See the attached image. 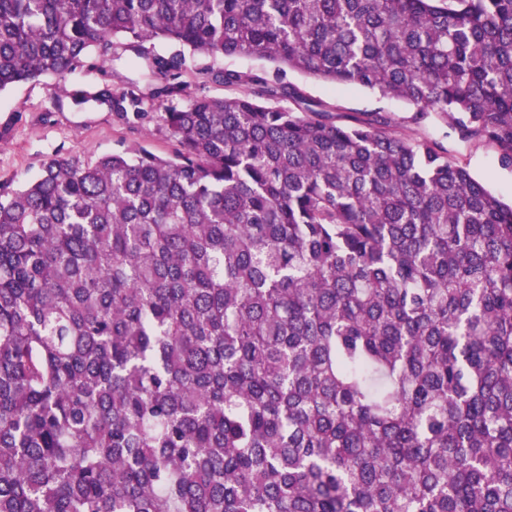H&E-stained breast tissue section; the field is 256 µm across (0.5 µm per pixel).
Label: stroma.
<instances>
[{"label": "stroma", "instance_id": "stroma-1", "mask_svg": "<svg viewBox=\"0 0 512 512\" xmlns=\"http://www.w3.org/2000/svg\"><path fill=\"white\" fill-rule=\"evenodd\" d=\"M283 78L311 99L353 112L380 109L390 113L398 128L411 126L412 108L403 100L382 98L359 86L335 87L295 71L284 73ZM52 85V79L43 78L0 93V184L15 187L31 180L43 163L54 157L95 159L141 146L161 156L175 151L176 145L161 122L166 98L149 102L145 114L122 117L105 103L74 104L54 94ZM421 131L436 138L449 157L465 163L471 174L498 196L512 199V168L503 167L493 149L467 146L441 121L422 126Z\"/></svg>", "mask_w": 512, "mask_h": 512}]
</instances>
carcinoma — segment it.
Here are the masks:
<instances>
[{"label":"carcinoma","mask_w":512,"mask_h":512,"mask_svg":"<svg viewBox=\"0 0 512 512\" xmlns=\"http://www.w3.org/2000/svg\"><path fill=\"white\" fill-rule=\"evenodd\" d=\"M119 46L173 99L274 76L0 186V512H512V204L279 77L512 167V0H0V92ZM200 61H193L192 59L188 58L187 61V68L184 71L181 80L186 82L187 88H186V97L179 100V103H185L190 97H195L200 94H205L210 97H222L225 94H227L229 91L224 88V85L216 84V83H210L206 85L205 87L199 86L196 82L194 70L198 67L200 64ZM283 78L299 86L307 97L322 103L339 105L353 112H374L380 109L390 113L399 129H412L415 133L436 138L448 150V157L460 159L475 178L504 200L512 199V168L503 167L493 149L467 146L459 140L453 129L441 121L421 127L412 125L409 120L413 109L407 102L381 98L359 86L334 87L295 71L286 70Z\"/></svg>","instance_id":"carcinoma-1"}]
</instances>
